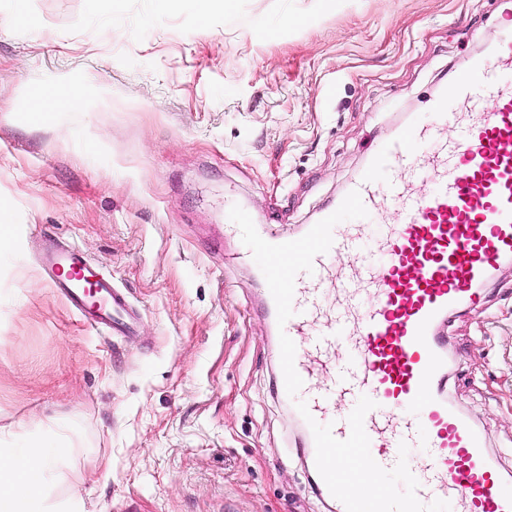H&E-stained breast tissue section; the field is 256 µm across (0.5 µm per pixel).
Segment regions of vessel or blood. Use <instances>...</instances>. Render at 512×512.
Here are the masks:
<instances>
[{
	"instance_id": "1",
	"label": "vessel or blood",
	"mask_w": 512,
	"mask_h": 512,
	"mask_svg": "<svg viewBox=\"0 0 512 512\" xmlns=\"http://www.w3.org/2000/svg\"><path fill=\"white\" fill-rule=\"evenodd\" d=\"M494 54V67L476 61L449 83L435 123L380 144L341 208L302 235L244 242L243 259L266 272L279 394L299 405L317 486L334 512H430L439 500L454 512H512V484L440 397V323L459 306L479 307L483 285L512 259V39ZM450 125L451 143L441 136ZM383 207L394 219L373 230L368 218ZM38 265L89 327L137 335L128 292L78 245L50 242ZM337 346L345 350L337 384L316 388L317 367ZM367 472L404 475L405 495L370 490Z\"/></svg>"
}]
</instances>
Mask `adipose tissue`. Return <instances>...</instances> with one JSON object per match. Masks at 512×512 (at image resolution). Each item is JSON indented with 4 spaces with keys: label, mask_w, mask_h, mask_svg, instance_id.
Segmentation results:
<instances>
[{
    "label": "adipose tissue",
    "mask_w": 512,
    "mask_h": 512,
    "mask_svg": "<svg viewBox=\"0 0 512 512\" xmlns=\"http://www.w3.org/2000/svg\"><path fill=\"white\" fill-rule=\"evenodd\" d=\"M73 447L70 429L40 419L0 427V512H86L76 497L55 498L60 459Z\"/></svg>",
    "instance_id": "1"
}]
</instances>
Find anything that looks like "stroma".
Returning a JSON list of instances; mask_svg holds the SVG:
<instances>
[{"label":"stroma","mask_w":512,"mask_h":512,"mask_svg":"<svg viewBox=\"0 0 512 512\" xmlns=\"http://www.w3.org/2000/svg\"><path fill=\"white\" fill-rule=\"evenodd\" d=\"M497 0H0V426L67 420L87 512H330L276 394L278 336L225 213L301 233L378 145L512 37ZM81 112H27L56 81ZM79 244L142 311L134 342L42 276ZM444 400L512 475V261L449 313Z\"/></svg>","instance_id":"1"}]
</instances>
